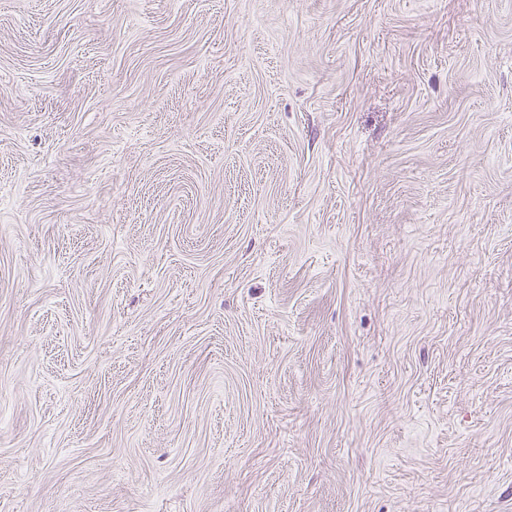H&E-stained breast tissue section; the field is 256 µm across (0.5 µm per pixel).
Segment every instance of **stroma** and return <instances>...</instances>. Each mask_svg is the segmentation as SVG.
Wrapping results in <instances>:
<instances>
[{
  "mask_svg": "<svg viewBox=\"0 0 512 512\" xmlns=\"http://www.w3.org/2000/svg\"><path fill=\"white\" fill-rule=\"evenodd\" d=\"M0 512H512V0H0Z\"/></svg>",
  "mask_w": 512,
  "mask_h": 512,
  "instance_id": "1",
  "label": "stroma"
}]
</instances>
